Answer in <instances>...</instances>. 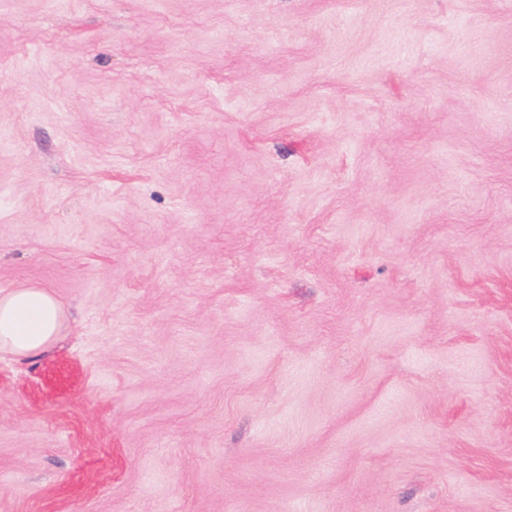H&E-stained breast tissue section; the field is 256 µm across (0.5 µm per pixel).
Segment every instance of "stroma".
Returning a JSON list of instances; mask_svg holds the SVG:
<instances>
[{
	"label": "stroma",
	"instance_id": "1",
	"mask_svg": "<svg viewBox=\"0 0 512 512\" xmlns=\"http://www.w3.org/2000/svg\"><path fill=\"white\" fill-rule=\"evenodd\" d=\"M0 512H512V0H0ZM63 309L45 288L25 286L0 296V349L39 357L55 340Z\"/></svg>",
	"mask_w": 512,
	"mask_h": 512
}]
</instances>
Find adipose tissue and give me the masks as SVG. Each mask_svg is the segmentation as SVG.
Returning a JSON list of instances; mask_svg holds the SVG:
<instances>
[{
	"label": "adipose tissue",
	"mask_w": 512,
	"mask_h": 512,
	"mask_svg": "<svg viewBox=\"0 0 512 512\" xmlns=\"http://www.w3.org/2000/svg\"><path fill=\"white\" fill-rule=\"evenodd\" d=\"M63 309L45 288L25 286L0 296V349L39 357L55 340Z\"/></svg>",
	"instance_id": "adipose-tissue-1"
}]
</instances>
